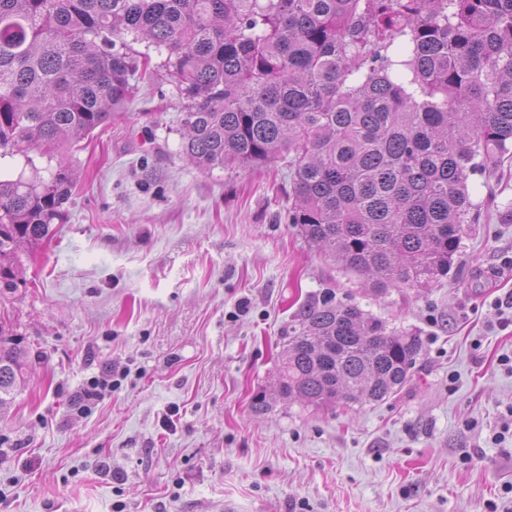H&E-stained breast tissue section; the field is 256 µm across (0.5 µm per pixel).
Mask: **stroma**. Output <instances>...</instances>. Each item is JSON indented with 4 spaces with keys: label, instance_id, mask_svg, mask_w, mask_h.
<instances>
[{
    "label": "stroma",
    "instance_id": "obj_1",
    "mask_svg": "<svg viewBox=\"0 0 512 512\" xmlns=\"http://www.w3.org/2000/svg\"><path fill=\"white\" fill-rule=\"evenodd\" d=\"M181 142L176 90L144 80L54 159L0 161L74 183L0 310L30 349L0 408V512H512V322L494 306L512 292V161L471 175L447 277L377 291L289 223L288 156L205 173ZM324 291L419 337L396 394L277 396L280 329ZM109 365L127 378L79 412Z\"/></svg>",
    "mask_w": 512,
    "mask_h": 512
}]
</instances>
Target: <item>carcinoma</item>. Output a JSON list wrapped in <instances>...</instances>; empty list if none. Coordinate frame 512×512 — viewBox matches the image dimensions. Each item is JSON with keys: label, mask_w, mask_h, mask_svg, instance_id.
Instances as JSON below:
<instances>
[{"label": "carcinoma", "mask_w": 512, "mask_h": 512, "mask_svg": "<svg viewBox=\"0 0 512 512\" xmlns=\"http://www.w3.org/2000/svg\"><path fill=\"white\" fill-rule=\"evenodd\" d=\"M184 101L200 170L292 155L290 223L371 287L426 288L460 255L470 175L512 158V0H0V157L54 158L135 93L151 57ZM0 179V298L19 250L69 199ZM278 394L308 406L381 402L422 345L326 292L284 331ZM28 348L0 321V406Z\"/></svg>", "instance_id": "1"}]
</instances>
